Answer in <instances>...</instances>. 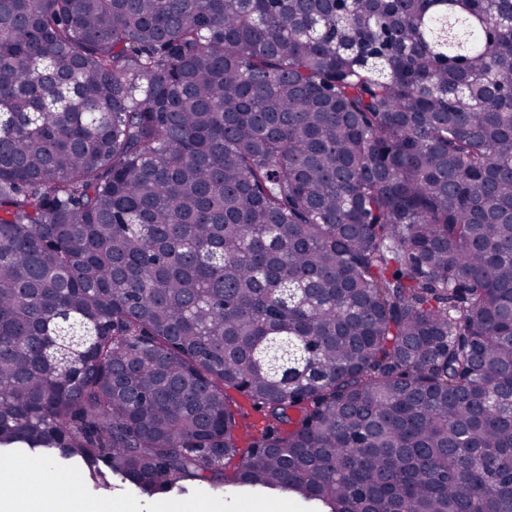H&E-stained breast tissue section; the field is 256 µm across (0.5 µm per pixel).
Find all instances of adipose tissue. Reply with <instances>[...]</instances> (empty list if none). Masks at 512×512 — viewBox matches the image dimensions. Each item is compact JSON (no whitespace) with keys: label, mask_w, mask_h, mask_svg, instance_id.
I'll return each mask as SVG.
<instances>
[{"label":"adipose tissue","mask_w":512,"mask_h":512,"mask_svg":"<svg viewBox=\"0 0 512 512\" xmlns=\"http://www.w3.org/2000/svg\"><path fill=\"white\" fill-rule=\"evenodd\" d=\"M78 481V476H66L43 464L16 461L0 473V512H126L123 503L100 505L85 500ZM47 483L61 486L58 499L44 500L41 488Z\"/></svg>","instance_id":"obj_1"}]
</instances>
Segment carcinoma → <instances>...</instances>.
<instances>
[{
	"label": "carcinoma",
	"instance_id": "cac0c4a2",
	"mask_svg": "<svg viewBox=\"0 0 512 512\" xmlns=\"http://www.w3.org/2000/svg\"><path fill=\"white\" fill-rule=\"evenodd\" d=\"M510 91L512 0H0V453L512 512ZM228 394L231 398L233 409L241 410L245 414L244 419H240V421L243 426H247L251 433L256 434L271 423L265 418L263 412L254 409L248 400L237 391L229 389Z\"/></svg>",
	"mask_w": 512,
	"mask_h": 512
}]
</instances>
